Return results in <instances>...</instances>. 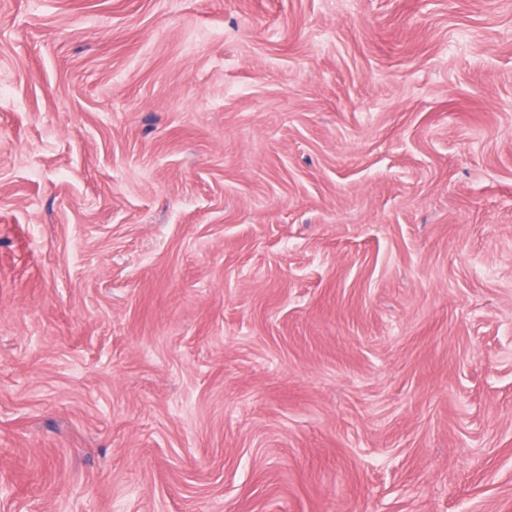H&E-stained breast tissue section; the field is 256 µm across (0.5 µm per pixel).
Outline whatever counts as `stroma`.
I'll return each mask as SVG.
<instances>
[{
	"label": "stroma",
	"instance_id": "stroma-1",
	"mask_svg": "<svg viewBox=\"0 0 512 512\" xmlns=\"http://www.w3.org/2000/svg\"><path fill=\"white\" fill-rule=\"evenodd\" d=\"M0 512H512V0H0Z\"/></svg>",
	"mask_w": 512,
	"mask_h": 512
}]
</instances>
